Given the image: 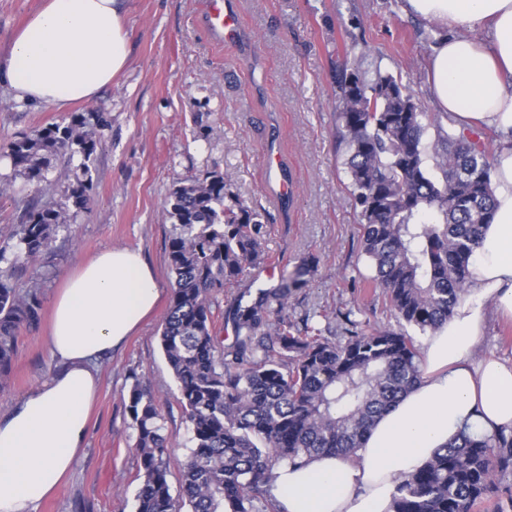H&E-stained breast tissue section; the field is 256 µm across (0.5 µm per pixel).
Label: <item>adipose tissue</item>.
<instances>
[{
    "label": "adipose tissue",
    "instance_id": "1",
    "mask_svg": "<svg viewBox=\"0 0 512 512\" xmlns=\"http://www.w3.org/2000/svg\"><path fill=\"white\" fill-rule=\"evenodd\" d=\"M441 35L427 65L436 111L499 137L496 210L470 261V288L422 339L420 380L347 458L314 456L273 472L282 512H392L400 481L461 429H512V362L473 361L486 305L512 319V0H405ZM483 31L484 44L469 39ZM129 61L120 0H44L0 55V82L21 101L66 110L111 85ZM162 296L141 253L109 248L69 273L53 303L48 379L0 415V512H38L71 472L89 433L95 366Z\"/></svg>",
    "mask_w": 512,
    "mask_h": 512
}]
</instances>
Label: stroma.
Listing matches in <instances>:
<instances>
[{"instance_id":"1","label":"stroma","mask_w":512,"mask_h":512,"mask_svg":"<svg viewBox=\"0 0 512 512\" xmlns=\"http://www.w3.org/2000/svg\"><path fill=\"white\" fill-rule=\"evenodd\" d=\"M206 0H121L129 40L126 69L78 113L109 120L89 162L90 208L66 198L74 167L57 163L45 182H26L13 167L0 171V238L8 237L31 205L62 212L63 228L29 264L20 289L39 284L37 326L22 330L9 376L0 382L6 414L50 374L45 333L53 298L68 271L114 247L141 251L163 291H170L169 195L177 178L217 170L229 197L254 209L265 224L272 277L241 278L212 299L215 330L227 328L232 300L249 285L271 288L307 268L290 314H313L324 336L339 335L344 313L382 329L396 328L384 298L366 285L372 270L362 250L360 215L346 188L336 144L334 93L343 57L366 52L368 70L400 78L426 111L434 105L426 81L431 43L424 20L403 0H224L238 20L234 39L217 42L205 29ZM50 106L16 102L0 86V159L10 142L61 122ZM280 154L294 181L283 200L264 181L268 152ZM160 304L111 357L97 365L99 393L87 443L73 470L39 512H135L140 484L135 432L125 409L135 383H148L164 417L171 488H178L191 446L177 383L160 346L167 314Z\"/></svg>"}]
</instances>
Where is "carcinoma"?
I'll return each mask as SVG.
<instances>
[{"label":"carcinoma","instance_id":"obj_1","mask_svg":"<svg viewBox=\"0 0 512 512\" xmlns=\"http://www.w3.org/2000/svg\"><path fill=\"white\" fill-rule=\"evenodd\" d=\"M335 96L348 189L374 270L368 287L385 297L398 329H369L348 314L337 340L309 324L300 328L288 317L301 284L295 280L240 292L228 317L233 341L224 344L212 297L267 263L265 227L243 202L224 205L223 173L176 182L169 211L172 295L160 343L192 446L175 498L163 417L150 388L134 383L126 408L140 462L136 512H180L181 504L188 512H280L270 487L274 467L360 447L421 376L409 329L435 331L469 291V263L494 214L489 138L457 131L447 114L424 112L394 76L377 69L367 77L361 59L341 64ZM106 126L99 115L74 113L12 141L11 163L39 183L58 158L81 154V174L68 184L67 199L86 209L88 162ZM63 224L59 210L33 207L0 240V378L11 370L18 334L37 324L42 307L39 287L22 293L16 277ZM498 493L512 501V430L463 431L398 484L392 508L476 512Z\"/></svg>","mask_w":512,"mask_h":512}]
</instances>
